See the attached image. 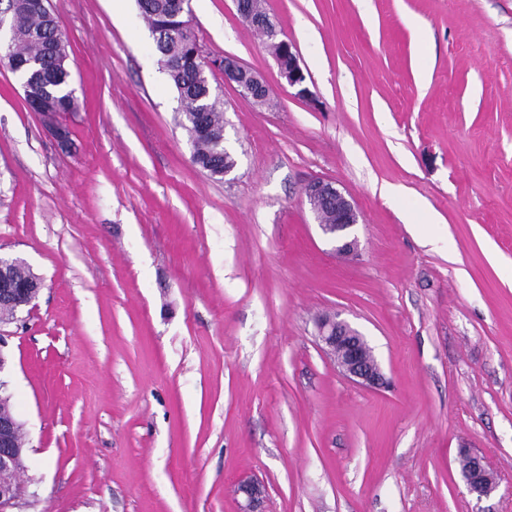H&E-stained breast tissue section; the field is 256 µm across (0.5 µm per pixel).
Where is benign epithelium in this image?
I'll return each instance as SVG.
<instances>
[{
  "mask_svg": "<svg viewBox=\"0 0 512 512\" xmlns=\"http://www.w3.org/2000/svg\"><path fill=\"white\" fill-rule=\"evenodd\" d=\"M236 11L241 20L254 29L269 35L278 47L274 58L282 78L291 87L298 88V95H309L304 87L306 76L300 66L299 57L293 44L280 38L281 31L271 21L267 13H256L250 7L249 0H234ZM189 0H176L175 18L179 19V29L195 45V56L200 62V72L217 70L224 75V81L236 85L240 94H245L256 103L265 100L269 87L256 72L242 65L237 59L226 56L214 59L205 51L196 35L189 18ZM25 62L15 69L25 93L26 103L32 112H38L44 121L56 125L58 112L55 96L49 88L40 93H32L24 68ZM308 201L317 200L322 205L334 210L336 221L333 224H319L324 236L334 242L336 255L346 257L354 253L358 240L354 227L358 224V213L354 203L336 184L331 181L313 180L305 189ZM20 262L18 258L0 255V303H7L14 312L28 307L36 298L34 289L39 284L18 283L11 279L13 268ZM317 339L323 351L334 361L336 368L344 377L372 389L387 387L388 380L379 362L367 360L368 343L364 336L347 321L339 318L336 312L320 316L316 322ZM22 422L10 408H0V512H15L25 499V494L18 492L11 475L21 471L24 454ZM468 491L477 497H486L497 488V478L483 463L481 458L470 456L469 467L460 473ZM236 494L242 496L244 504L240 512H258L265 498V487L256 478L245 477L238 480Z\"/></svg>",
  "mask_w": 512,
  "mask_h": 512,
  "instance_id": "benign-epithelium-1",
  "label": "benign epithelium"
}]
</instances>
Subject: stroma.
Wrapping results in <instances>:
<instances>
[{
    "mask_svg": "<svg viewBox=\"0 0 512 512\" xmlns=\"http://www.w3.org/2000/svg\"><path fill=\"white\" fill-rule=\"evenodd\" d=\"M52 0L59 138L0 69V253L43 281L9 325L23 512H512V0H265L310 98L233 0H191L236 166L197 167L136 0ZM354 202L342 260L309 180ZM339 313L388 389L336 369ZM468 448L496 475L468 493ZM236 494L241 495L244 504H240V512H261L258 509L264 502L265 487L257 478L245 477L238 480Z\"/></svg>",
    "mask_w": 512,
    "mask_h": 512,
    "instance_id": "obj_1",
    "label": "stroma"
}]
</instances>
